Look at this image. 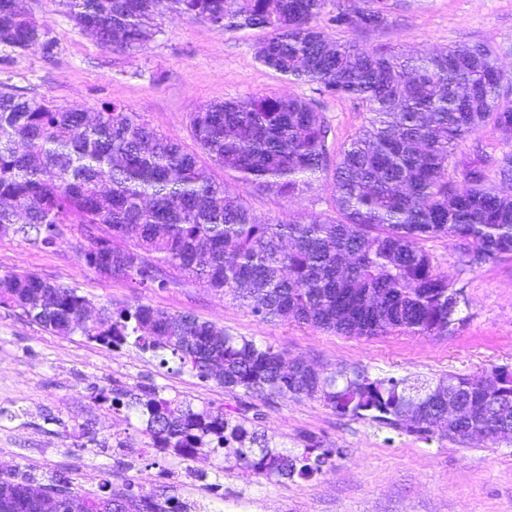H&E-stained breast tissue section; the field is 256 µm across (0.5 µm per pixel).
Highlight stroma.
Here are the masks:
<instances>
[{
	"mask_svg": "<svg viewBox=\"0 0 512 512\" xmlns=\"http://www.w3.org/2000/svg\"><path fill=\"white\" fill-rule=\"evenodd\" d=\"M338 0H327L316 25L334 41L367 51L417 54L452 45L485 43L496 63L512 74V0H385L388 23L379 29L336 26ZM34 18L58 42L53 57L36 47L16 51L0 45V91L46 98L65 109L129 106L157 131L191 144L190 112L199 106L256 96L315 99L331 125L334 147L346 144L366 124L356 101L320 95L260 65L256 50L265 31H220L185 15L163 14L159 30L133 52L103 49L79 31L60 0H28ZM512 156V130L486 127L455 151L458 169L480 164L491 184L498 166ZM248 204L257 222L329 213L328 180L289 200L269 190L252 192ZM84 240L73 229L51 246L0 234V273L27 271L76 287L94 307L142 302L169 313H189L237 335L270 344L331 372L362 366L375 376H416L431 381L493 365L512 367V256L472 267L457 241L427 242L434 264L461 292L460 320L444 336L391 333L346 337L293 321L263 322L231 295L205 283L137 288L106 279L79 259ZM152 382L165 397L232 410L238 399L223 388L179 370L176 363L127 346L119 351L84 336H59L0 307V472L37 476L68 474L97 490L102 480L136 493L192 500L200 512H512V445L425 441L367 420L336 415L319 401L273 396L251 399L269 437L287 449L311 432L340 449L335 466L310 479L275 484L223 458L185 460L153 453L140 418L95 398L113 382ZM96 440L124 437L122 448L94 447Z\"/></svg>",
	"mask_w": 512,
	"mask_h": 512,
	"instance_id": "obj_1",
	"label": "stroma"
}]
</instances>
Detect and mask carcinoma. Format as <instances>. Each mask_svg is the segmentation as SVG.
<instances>
[{
    "mask_svg": "<svg viewBox=\"0 0 512 512\" xmlns=\"http://www.w3.org/2000/svg\"><path fill=\"white\" fill-rule=\"evenodd\" d=\"M218 30L268 32L258 62L289 81L359 101L368 117L347 146L331 152V127L312 99L258 97L208 104L189 116L195 148L150 127L125 105L88 117L45 98L0 93V233L52 245L70 224L87 241L89 269L140 286L205 281L261 321L292 320L340 336L403 332L438 336L456 321L458 291L437 272L425 242L463 245L472 266L512 255V157L501 187L472 165L453 185L454 149L487 125L512 129V77L487 44L450 46L419 57L384 55L347 42L329 44L312 22L326 0H62L81 31L114 50L143 46L159 31L158 6ZM378 29L383 8L345 0L334 17ZM0 45L37 46L51 57L57 41L26 0H0ZM235 173L219 182L212 167ZM332 179V214L307 222H255L247 189L294 198L316 175ZM89 298L33 273L0 274V306L61 336L79 333L109 349L133 345L171 357L236 399L272 395L315 399L339 416L371 421L426 441L460 442L485 428L493 444H512V368L493 366L490 393L450 374L431 382L373 376L359 366L330 373L290 365L271 345L237 336L196 316L144 303L101 306L80 322ZM468 417L441 425L448 396ZM112 408L137 412L149 447L182 458L234 460L271 480L309 479L337 450L316 436L289 452L268 437L259 416L219 406L196 408L152 383L114 384L100 392ZM69 487L64 512H189L176 496L134 495L105 480L86 491L54 474L0 473V512H39L40 494Z\"/></svg>",
    "mask_w": 512,
    "mask_h": 512,
    "instance_id": "obj_1",
    "label": "carcinoma"
}]
</instances>
